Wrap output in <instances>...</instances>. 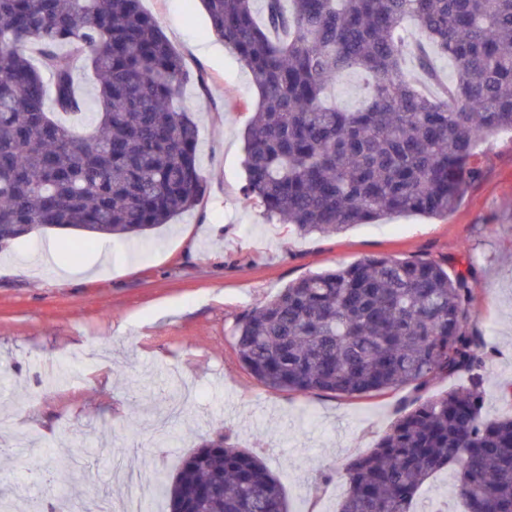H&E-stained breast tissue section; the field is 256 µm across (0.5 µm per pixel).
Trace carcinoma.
<instances>
[{"label": "carcinoma", "mask_w": 512, "mask_h": 512, "mask_svg": "<svg viewBox=\"0 0 512 512\" xmlns=\"http://www.w3.org/2000/svg\"><path fill=\"white\" fill-rule=\"evenodd\" d=\"M141 0H0V224L16 240L55 228L141 238L196 206L206 181L182 96V55ZM212 31L251 73L245 199L302 235L399 213L446 217L480 176L476 146L512 131V0H202ZM263 20H257V15ZM413 22L427 42L411 45ZM35 49L32 62L29 49ZM414 54L432 93L403 70ZM448 60L442 81L432 56ZM95 75L86 116L75 74ZM365 75L363 108L327 102ZM472 261L366 256L305 276L242 315L235 347L270 390L413 396L344 465L339 512H456L422 496L449 471L462 512H512V416L486 420L487 352L468 327ZM469 385L427 398L436 377ZM171 512H288L262 459L218 435L159 480Z\"/></svg>", "instance_id": "1"}]
</instances>
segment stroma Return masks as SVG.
Listing matches in <instances>:
<instances>
[{
	"label": "stroma",
	"instance_id": "1",
	"mask_svg": "<svg viewBox=\"0 0 512 512\" xmlns=\"http://www.w3.org/2000/svg\"><path fill=\"white\" fill-rule=\"evenodd\" d=\"M190 72L184 98L199 132L206 194L147 236L116 240L112 268L91 270L102 239L77 258L49 230L0 252V491L16 512H39L31 486L80 449L70 501L142 495L143 512H169L156 486L122 470L171 478L202 441L223 434L259 455L281 483L290 512H338L345 460L370 448L409 390L350 398L268 389L235 346L244 313L289 283L369 255L474 264L470 328L485 342L483 414L512 415V137L476 147L479 178L445 218L394 214L334 236H302L268 220L241 192L243 131L255 110L251 75L212 33L201 0H141ZM52 265L39 262L47 243ZM72 268L69 276L60 275Z\"/></svg>",
	"mask_w": 512,
	"mask_h": 512
}]
</instances>
